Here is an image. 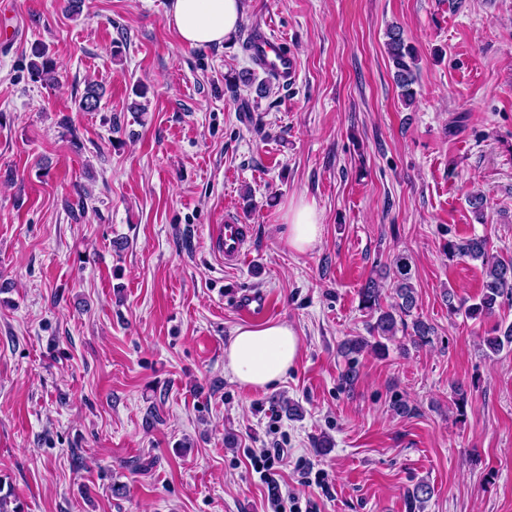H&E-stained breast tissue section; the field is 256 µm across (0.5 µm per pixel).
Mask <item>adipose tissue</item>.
I'll return each mask as SVG.
<instances>
[{
    "label": "adipose tissue",
    "mask_w": 512,
    "mask_h": 512,
    "mask_svg": "<svg viewBox=\"0 0 512 512\" xmlns=\"http://www.w3.org/2000/svg\"><path fill=\"white\" fill-rule=\"evenodd\" d=\"M167 23L189 47L224 44L243 22L241 0H169ZM289 248L304 252L320 239L322 224L315 205L290 202L286 213ZM301 349L296 329L285 323L237 327L228 343L225 368L233 381L267 388L294 365Z\"/></svg>",
    "instance_id": "adipose-tissue-1"
}]
</instances>
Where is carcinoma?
<instances>
[{
	"label": "carcinoma",
	"instance_id": "cac0c4a2",
	"mask_svg": "<svg viewBox=\"0 0 512 512\" xmlns=\"http://www.w3.org/2000/svg\"><path fill=\"white\" fill-rule=\"evenodd\" d=\"M387 49L395 67L394 82L400 90L401 97L410 102L415 91L413 85L417 81L416 58L413 48L408 45L404 32L393 26L387 32ZM31 77L46 84L55 80V64L46 45L37 43L31 48V58L27 63ZM102 97V89L94 82L87 83L79 100V108L92 112L98 108ZM448 253L453 257L467 258L478 261L484 269L485 281L479 301L468 306L465 313L474 319L492 316L500 307V299L512 298V259L500 257L492 251L489 239L472 237L460 242L448 241ZM397 277L395 281V302L390 306L382 304L381 284L371 278L360 290L363 309L375 316L372 332L374 340L355 337L347 340L341 349L344 356L359 355L365 350L383 354L388 350L387 342L392 340L398 331L407 334L413 343L426 346L432 343L434 328L420 318L407 321L416 307V292L411 283L408 264L404 258L395 259ZM486 344L493 353L500 352L504 346L512 344V324L504 327L498 336L486 338ZM431 496V487L420 482L407 490L405 495L409 512L422 509Z\"/></svg>",
	"mask_w": 512,
	"mask_h": 512
}]
</instances>
